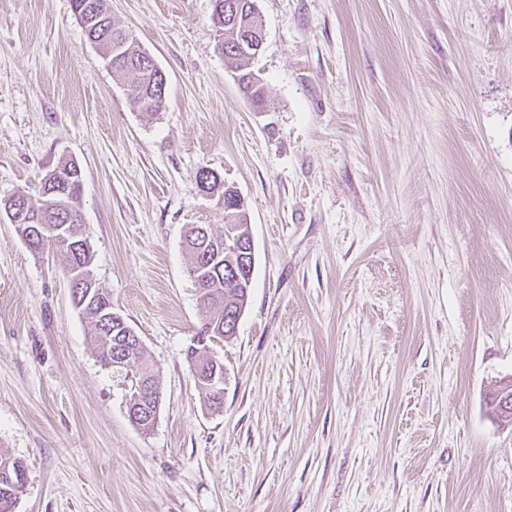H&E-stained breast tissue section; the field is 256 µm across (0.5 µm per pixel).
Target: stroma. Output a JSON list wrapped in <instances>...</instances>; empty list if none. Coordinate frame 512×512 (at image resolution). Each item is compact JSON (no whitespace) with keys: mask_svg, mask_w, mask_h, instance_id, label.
<instances>
[{"mask_svg":"<svg viewBox=\"0 0 512 512\" xmlns=\"http://www.w3.org/2000/svg\"><path fill=\"white\" fill-rule=\"evenodd\" d=\"M256 110L212 0H109L167 78L134 109L71 0H0V200L83 171L95 273L157 374L127 416L62 254L0 220V450L13 512H512V0H257ZM245 199L248 306L206 409L184 235ZM489 392L494 398V410L504 426L512 424V376L496 381Z\"/></svg>","mask_w":512,"mask_h":512,"instance_id":"35a3bbf8","label":"stroma"}]
</instances>
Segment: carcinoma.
<instances>
[{
  "label": "carcinoma",
  "instance_id": "1",
  "mask_svg": "<svg viewBox=\"0 0 512 512\" xmlns=\"http://www.w3.org/2000/svg\"><path fill=\"white\" fill-rule=\"evenodd\" d=\"M82 13L93 23L88 26L87 38L102 50L112 73L119 76L130 75L129 98L140 111L156 114L165 106V99L157 95L158 82L155 71L151 70L145 51L125 30L112 24L108 18H99L107 0H75ZM253 0H214L212 19L219 28V49L224 54L237 79L240 91L252 103L262 110L266 104L264 84L253 78L249 69L252 56L244 53L239 42L252 36L253 25L249 20V4ZM55 180L51 184L39 181L34 192L15 195L4 201L0 209L13 206L23 208L30 215V222L16 225L21 237L34 236L29 244L31 251L38 253L52 247L63 253L67 260L66 270L77 269L83 275L82 289L107 292L101 287L94 275V251L90 243L87 226L80 224L77 217L82 210V192L79 189L82 175L76 163L65 162L51 171ZM184 245L190 255L188 268L190 277L199 289V299L208 310L205 322L197 335L212 329L213 335H224V313L231 305L230 299L244 297L238 293L237 286L224 278V260L209 266L204 263L205 256L224 251V229L216 230L211 224H193L187 230ZM82 302L79 311L91 325V343L101 365L112 366L111 329L102 323L98 309L93 308L79 296ZM127 364L134 367L131 379H145L154 387L157 378L143 346L129 350ZM190 373L198 390L205 399L213 396L207 380L212 370V361L206 353H185ZM24 468L22 461L0 451V496L7 490L6 477H15L16 469Z\"/></svg>",
  "mask_w": 512,
  "mask_h": 512
}]
</instances>
